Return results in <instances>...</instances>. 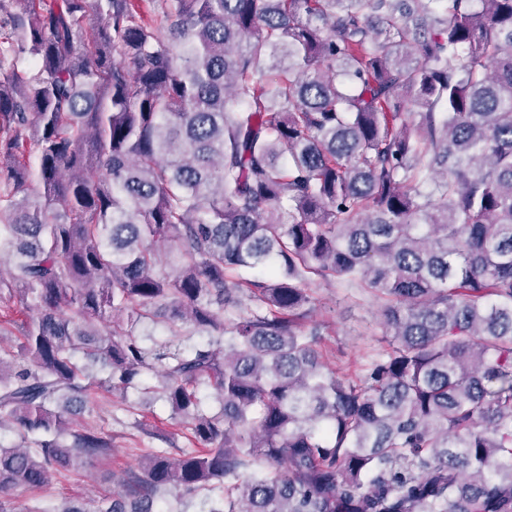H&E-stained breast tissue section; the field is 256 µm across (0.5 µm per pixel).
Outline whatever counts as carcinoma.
<instances>
[{"label": "carcinoma", "instance_id": "obj_1", "mask_svg": "<svg viewBox=\"0 0 512 512\" xmlns=\"http://www.w3.org/2000/svg\"><path fill=\"white\" fill-rule=\"evenodd\" d=\"M17 2L0 512L112 454L59 411L94 388L161 392L194 447L33 512H512V0ZM316 278L384 300L355 377Z\"/></svg>", "mask_w": 512, "mask_h": 512}]
</instances>
